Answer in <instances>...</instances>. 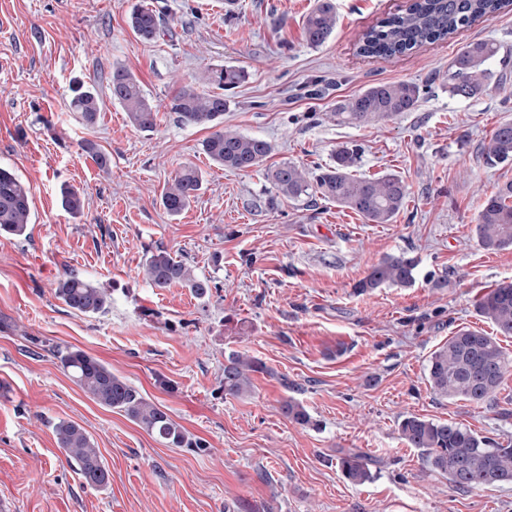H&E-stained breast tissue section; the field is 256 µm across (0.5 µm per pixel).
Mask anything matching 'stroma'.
<instances>
[{
	"label": "stroma",
	"instance_id": "stroma-1",
	"mask_svg": "<svg viewBox=\"0 0 512 512\" xmlns=\"http://www.w3.org/2000/svg\"><path fill=\"white\" fill-rule=\"evenodd\" d=\"M135 2L0 0V165L32 199L29 238L0 237V382L10 386L0 396V512H512V485L455 489L398 433L417 415L512 441V374L480 408L436 396L426 380L449 336L492 332L476 303L512 281V248L483 250L474 234L486 193L512 181V164L481 156L512 121V10L388 60L358 55L357 43L408 0H336V31L317 48L302 31L314 0H146L166 19L151 42L128 26ZM481 39L498 45L492 69L508 86L452 96L449 62ZM117 66L158 105L153 131L136 130L112 100ZM220 67L246 73L224 93V125L272 144L265 167L214 165L202 150L208 130L167 108L181 85ZM76 77L102 99L95 125L70 110ZM381 81L418 84L416 108L336 122V101ZM342 144L360 150L356 175L408 184L394 223L369 224L324 200L266 210V167L313 169ZM186 165L202 171L203 187L172 216L160 195ZM64 184L83 190L82 216L61 209ZM159 247L212 278L210 296L152 287L142 266ZM402 251L420 260L412 286L355 293L370 265ZM69 271L110 286L106 313L56 298ZM57 345L108 364L206 451L168 447L94 402L60 368ZM234 353L267 367L240 398L220 388ZM288 398L317 427L289 421ZM61 419L94 439L106 488L86 486L67 464L53 433ZM349 449L371 459L372 481L343 479L336 459Z\"/></svg>",
	"mask_w": 512,
	"mask_h": 512
}]
</instances>
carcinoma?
Wrapping results in <instances>:
<instances>
[{
	"mask_svg": "<svg viewBox=\"0 0 512 512\" xmlns=\"http://www.w3.org/2000/svg\"><path fill=\"white\" fill-rule=\"evenodd\" d=\"M512 5V0H410L406 9L392 14L366 30L357 44L364 57L398 58L426 44L452 38L457 32L479 21H486ZM335 0H316L306 16L303 34L312 47L323 45L336 30ZM129 26L142 39L151 41L165 31L156 10L137 5ZM498 48L488 40L471 42L461 48L448 66V86L452 95L473 98L490 89L494 72L489 67ZM244 78V71L232 67L211 70L202 76L201 90L185 84L172 97L169 111L183 124L211 130L203 151L216 165L233 171H247L263 165L271 154L270 142L224 128L223 90L231 89ZM112 100L127 112L131 125L149 132L157 125L158 111L146 97L139 81L124 67H116L108 78ZM71 110L87 126L94 125L101 112L96 87L82 79L70 86ZM420 99V87L412 82H380L336 102L332 115L340 124L364 125L413 111ZM358 152L348 147L336 149L333 163L311 173L294 162H282L267 172L271 184L268 208L274 210L284 200L319 197L351 210L370 224H391L404 210L409 188L394 173L378 177L353 174ZM488 166L512 163V122L498 125L483 148ZM203 175L194 166H185L169 180L161 201L172 216L179 215L196 198ZM61 208L76 217L83 213L82 192L67 184L59 190ZM29 187L11 169L0 166V236L29 238L31 224ZM474 232L478 245L486 251L512 247V182L499 186L487 196L477 215ZM417 257L408 252L387 255L372 265L356 285L358 293L385 286L406 287L415 280ZM146 279L155 288L181 284L198 298L210 295L212 280L198 276L190 265L163 249L147 257ZM55 296L67 307L87 316L106 312L112 304V289L95 284L70 271L58 281ZM480 316L490 321L496 332L512 336V282L490 290L476 304ZM65 373L98 404L124 413L148 433L173 448H207L204 441L189 437L161 406L146 399L134 386L112 373L99 359L77 349L56 350ZM264 370L255 358L233 355L224 364L221 388L224 395L239 397L251 388L250 374ZM512 371V358L497 338L479 330L460 329L429 357L426 379L434 394L448 400H463L473 405L485 403ZM281 411L299 425L317 426L293 398L284 401ZM404 443L421 451L422 460L448 477L458 490L512 485V443L503 444L481 436L456 422H440L409 415L398 423ZM58 448L75 466L83 482L97 489L109 484V471L93 439L78 423L60 420L54 425ZM337 466L350 483L363 484L372 478L366 455L357 451L342 453Z\"/></svg>",
	"mask_w": 512,
	"mask_h": 512,
	"instance_id": "cac0c4a2",
	"label": "carcinoma"
}]
</instances>
